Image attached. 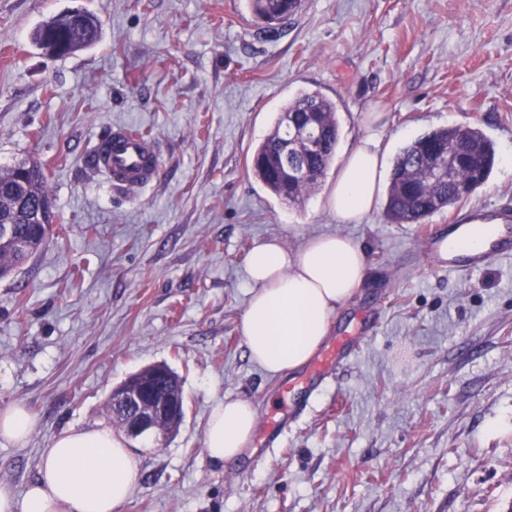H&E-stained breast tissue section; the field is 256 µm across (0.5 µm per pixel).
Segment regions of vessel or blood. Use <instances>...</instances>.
Instances as JSON below:
<instances>
[{
  "label": "vessel or blood",
  "instance_id": "1",
  "mask_svg": "<svg viewBox=\"0 0 512 512\" xmlns=\"http://www.w3.org/2000/svg\"><path fill=\"white\" fill-rule=\"evenodd\" d=\"M91 155L96 168L108 177L113 187L127 192L139 190L153 181L160 164L155 142L123 126L113 127L107 137L95 143ZM469 220L493 227L494 238L480 245L452 251L448 248V240L456 227L451 224L426 237L424 246L427 252L447 260L449 268L467 270L483 267L500 254L512 251V224L500 221L499 217L487 211L471 214ZM371 330V323L364 322L359 332L338 336L314 358L302 375L285 385V399L281 407L271 412L265 421V443L278 439L296 419L298 410L290 403V395L299 390L315 391L324 386L332 370L355 353L364 334Z\"/></svg>",
  "mask_w": 512,
  "mask_h": 512
}]
</instances>
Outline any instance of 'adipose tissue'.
Masks as SVG:
<instances>
[{
	"mask_svg": "<svg viewBox=\"0 0 512 512\" xmlns=\"http://www.w3.org/2000/svg\"><path fill=\"white\" fill-rule=\"evenodd\" d=\"M380 112L364 113L369 134L346 153L324 209L340 224L363 223L376 209L384 156ZM247 278L252 295L241 330L251 360L275 377L305 366L326 340L330 320L367 276L361 245L341 234H323L297 253L269 239L251 251ZM257 423L246 400L218 404L204 433L216 461L242 455ZM139 461L110 427L72 426L44 449L39 477L23 495L0 486V512H115L139 480Z\"/></svg>",
	"mask_w": 512,
	"mask_h": 512,
	"instance_id": "obj_1",
	"label": "adipose tissue"
}]
</instances>
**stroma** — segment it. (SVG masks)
I'll return each mask as SVG.
<instances>
[{
  "label": "stroma",
  "instance_id": "stroma-1",
  "mask_svg": "<svg viewBox=\"0 0 512 512\" xmlns=\"http://www.w3.org/2000/svg\"><path fill=\"white\" fill-rule=\"evenodd\" d=\"M75 9L100 19L98 41L46 56L33 30ZM301 90L335 102L340 157L363 113H386L389 168L433 129H481L488 180L431 221L512 214V0H304L270 39L246 0H0V167L44 164L60 228L0 279V409L24 404L36 422L25 443L0 440V485L22 495L71 426L122 434L113 388L164 364L185 415L164 441L127 440L140 478L115 512H512V253L461 274L383 209L337 223L320 205L331 170L303 205L270 194L250 158ZM122 125L161 155L131 193L88 162ZM330 233L359 242L368 270L331 332L365 317L377 329L278 444L212 461L211 410L240 398L265 421L286 380L240 331L250 250Z\"/></svg>",
  "mask_w": 512,
  "mask_h": 512
}]
</instances>
